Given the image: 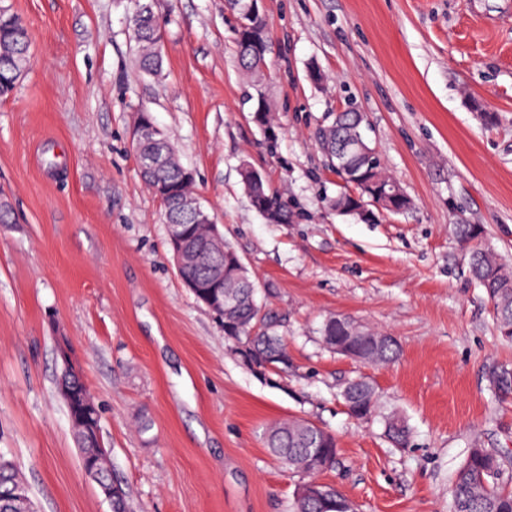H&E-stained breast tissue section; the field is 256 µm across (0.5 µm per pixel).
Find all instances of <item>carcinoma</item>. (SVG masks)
I'll use <instances>...</instances> for the list:
<instances>
[{"instance_id":"cac0c4a2","label":"carcinoma","mask_w":512,"mask_h":512,"mask_svg":"<svg viewBox=\"0 0 512 512\" xmlns=\"http://www.w3.org/2000/svg\"><path fill=\"white\" fill-rule=\"evenodd\" d=\"M129 26L139 48V65L148 74L161 70L162 56L158 38V20L150 0H134L129 17ZM27 29L16 27L0 28V99H6L16 88L30 62ZM269 36L262 0H251V15L237 25L235 49L239 65L250 86L263 84L262 67L267 65ZM255 122L268 131L267 144L274 149L277 136L272 128L273 116L267 97L255 99L253 113ZM368 121L361 119L359 112H341L336 118H329L316 131V140L329 165L335 164L336 142L353 141L367 135ZM349 177L348 186L358 197L346 193L338 202L345 210L360 207V203L372 199L376 191L393 181L381 164L373 163L364 156L349 153L345 157ZM150 186L163 185L169 198L178 199L191 192L192 184L182 181L179 171L166 167L152 174ZM251 206L271 224H286L293 217L285 194L271 189L266 182L251 190ZM459 236L470 245L469 264L473 277L482 286L492 305L498 331L502 337L512 340V267L504 263L490 249L481 245L483 230L478 224H458ZM238 252L224 243V291L239 297V304L231 316L224 315V326L236 322L230 334L246 347L244 359L253 367L262 368L270 352L287 354L283 336L279 334L280 319L271 314H261L256 301L253 281L237 283L232 279V263ZM324 344L332 349L339 342H346L361 351L364 361L372 364L389 362L399 356L397 341H387L379 346L372 345L374 334L359 327L357 332L348 330L346 321L331 317L321 327ZM507 373L509 368L491 366L488 369L493 389L503 398L512 396V377L498 379L496 373ZM352 416L367 420L377 411L378 395L373 384L359 378L352 381ZM302 420L295 418L280 423L266 432L267 447L291 470L314 474L333 467L337 458V442L333 434L311 426L305 430ZM385 433L399 446L408 443L409 428L395 413L385 417ZM503 457L496 451L475 447L471 449L449 487L451 512H512V491L501 482ZM348 499L335 487L328 486L320 497H296L293 499L294 512H338V507Z\"/></svg>"}]
</instances>
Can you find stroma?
Returning <instances> with one entry per match:
<instances>
[{
    "mask_svg": "<svg viewBox=\"0 0 512 512\" xmlns=\"http://www.w3.org/2000/svg\"><path fill=\"white\" fill-rule=\"evenodd\" d=\"M153 5L163 67L149 76L133 0H0L31 38L26 74L0 100V202L14 217L0 224V453L38 512H112L57 390L63 342L129 512H292L305 477L264 438L291 418L335 435L336 465L320 479L358 512H450L449 484L477 445L504 455L512 483V398L486 376L512 368V343L454 232L482 225L485 247L512 265V0H264L273 151L224 0ZM348 108L366 113L408 212L368 222L331 206L343 186L313 133ZM143 112L193 172L259 302L283 319L287 369L248 366L185 288L130 146ZM245 161L285 192L294 223L252 208ZM334 315L395 336L399 358L328 350L319 328ZM358 376L379 396L366 422L340 397ZM391 410L410 428L407 447L383 435ZM250 100H255L253 118L259 126L268 131L267 144L269 149L273 150L276 147L278 138L274 133V129L272 128L273 116L268 105L266 91L261 98H253L250 94Z\"/></svg>",
    "mask_w": 512,
    "mask_h": 512,
    "instance_id": "stroma-1",
    "label": "stroma"
}]
</instances>
